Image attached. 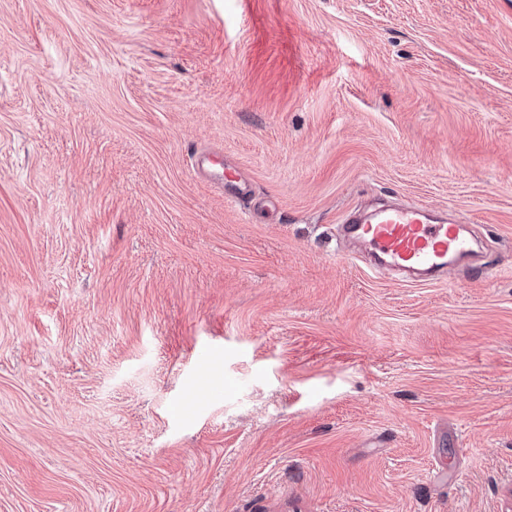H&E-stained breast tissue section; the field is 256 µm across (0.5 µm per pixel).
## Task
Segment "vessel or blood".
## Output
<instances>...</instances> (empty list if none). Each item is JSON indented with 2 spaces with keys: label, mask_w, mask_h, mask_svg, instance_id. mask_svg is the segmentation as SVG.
I'll list each match as a JSON object with an SVG mask.
<instances>
[{
  "label": "vessel or blood",
  "mask_w": 512,
  "mask_h": 512,
  "mask_svg": "<svg viewBox=\"0 0 512 512\" xmlns=\"http://www.w3.org/2000/svg\"><path fill=\"white\" fill-rule=\"evenodd\" d=\"M343 233L355 253L379 272L406 278L448 275L472 256L465 225L437 223L412 205H394L344 225Z\"/></svg>",
  "instance_id": "vessel-or-blood-1"
}]
</instances>
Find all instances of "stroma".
Segmentation results:
<instances>
[{"label": "stroma", "mask_w": 512, "mask_h": 512, "mask_svg": "<svg viewBox=\"0 0 512 512\" xmlns=\"http://www.w3.org/2000/svg\"><path fill=\"white\" fill-rule=\"evenodd\" d=\"M390 201L487 268L372 274ZM511 497L512 0H0V512Z\"/></svg>", "instance_id": "obj_1"}]
</instances>
